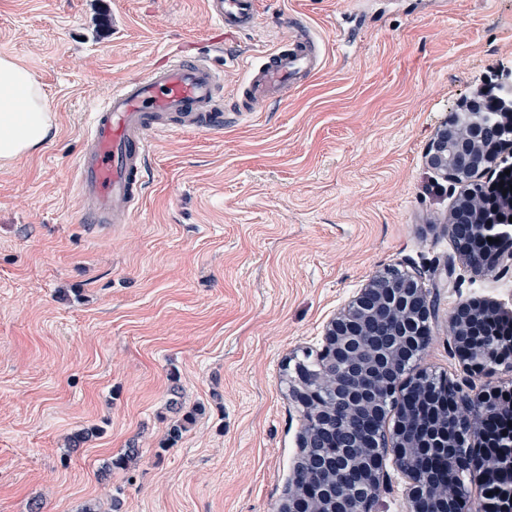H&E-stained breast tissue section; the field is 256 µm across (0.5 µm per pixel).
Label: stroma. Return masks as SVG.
I'll use <instances>...</instances> for the list:
<instances>
[{
  "label": "stroma",
  "mask_w": 512,
  "mask_h": 512,
  "mask_svg": "<svg viewBox=\"0 0 512 512\" xmlns=\"http://www.w3.org/2000/svg\"><path fill=\"white\" fill-rule=\"evenodd\" d=\"M292 20L321 70L222 131L156 136L130 223L92 231L75 180L91 106L178 50L225 62L232 98ZM214 37L203 0H0V56L54 120L0 164V512H278L304 427L285 364L392 268L433 303L414 372L512 392V372L466 371L448 327L460 301L512 304V271L475 273L448 232L487 177L425 159L512 66V0H260L255 29ZM409 491L386 455L373 512H409Z\"/></svg>",
  "instance_id": "stroma-1"
}]
</instances>
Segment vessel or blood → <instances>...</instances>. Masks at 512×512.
Returning a JSON list of instances; mask_svg holds the SVG:
<instances>
[{"label": "vessel or blood", "instance_id": "obj_1", "mask_svg": "<svg viewBox=\"0 0 512 512\" xmlns=\"http://www.w3.org/2000/svg\"><path fill=\"white\" fill-rule=\"evenodd\" d=\"M208 18L227 33L256 27L257 0H204ZM322 52L303 23L291 22L278 48L264 54L240 86L233 110L247 116L319 70ZM222 73L211 60L170 55L144 76L121 82L90 114L86 147L76 164L82 214L98 227L125 224L146 188L153 138L179 127L224 126Z\"/></svg>", "mask_w": 512, "mask_h": 512}]
</instances>
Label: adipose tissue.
Returning a JSON list of instances; mask_svg holds the SVG:
<instances>
[{
	"mask_svg": "<svg viewBox=\"0 0 512 512\" xmlns=\"http://www.w3.org/2000/svg\"><path fill=\"white\" fill-rule=\"evenodd\" d=\"M52 117L40 86L14 59L0 57V163L17 160L48 138Z\"/></svg>",
	"mask_w": 512,
	"mask_h": 512,
	"instance_id": "obj_1",
	"label": "adipose tissue"
}]
</instances>
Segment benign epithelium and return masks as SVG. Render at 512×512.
I'll use <instances>...</instances> for the list:
<instances>
[{"label":"benign epithelium","instance_id":"benign-epithelium-1","mask_svg":"<svg viewBox=\"0 0 512 512\" xmlns=\"http://www.w3.org/2000/svg\"><path fill=\"white\" fill-rule=\"evenodd\" d=\"M497 97L512 103V69L500 72L493 83ZM494 129L482 127L476 135L464 136L447 122L437 130L426 149V162L460 181L481 160L482 168L499 165L498 156L483 153L485 136ZM456 144L454 165H448V145ZM477 201L459 198L451 214L450 229L466 262L476 270L512 266V220L502 224L478 223ZM496 240L492 251H477L478 237ZM433 304L418 278L389 271L379 274L327 324L321 352L325 364L320 370L301 374L290 390L294 402L318 407L305 410L306 424L300 437V454L294 469L288 499L280 512H372L383 483L385 401L398 395V424L393 434L395 461L417 457L425 447L414 432L415 409L431 404L434 419L442 423L432 448L465 447L472 437L479 443L469 449L465 461H447L450 478L436 481L418 469L408 473L412 480L410 512H442V506L462 498L463 476L479 473L493 500L483 504L485 512H512V431L487 436L486 422L493 418L512 419V400H498L482 392L457 398L446 404L451 385L426 375L402 381L405 368L428 344ZM492 316L503 329L493 350L496 364L512 368V309L502 303L471 298L458 303L451 316V335L456 352L473 372L486 373L492 367L484 361L483 347L472 336V325ZM458 427L448 431V415ZM498 449L495 462L486 448ZM338 474H353L354 483L336 482V494L322 498L310 488L324 479L329 468Z\"/></svg>","mask_w":512,"mask_h":512}]
</instances>
